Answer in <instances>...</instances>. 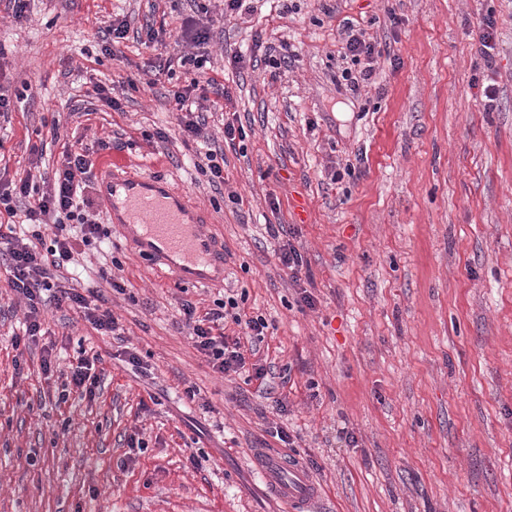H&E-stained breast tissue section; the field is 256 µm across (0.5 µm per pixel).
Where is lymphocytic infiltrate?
<instances>
[{"label":"lymphocytic infiltrate","mask_w":512,"mask_h":512,"mask_svg":"<svg viewBox=\"0 0 512 512\" xmlns=\"http://www.w3.org/2000/svg\"><path fill=\"white\" fill-rule=\"evenodd\" d=\"M342 55L361 67L356 79L349 71L341 73L355 92L360 81L371 80L382 50L365 30L349 26L345 29ZM180 62L190 68L193 77L188 85L169 90V104L177 114L184 140L198 147L195 163L198 173L214 191L220 192L226 184L224 153L212 146L214 137L207 113L192 111L188 102L192 95L210 93L228 103L232 100L231 92L216 78L207 54L187 53L181 56ZM64 156L62 165L43 176L41 183H34L28 176L14 189L0 188V210L7 217L6 229L0 231V265L8 275L9 288L27 307L21 333L12 336L16 344L21 339L33 340L40 335L41 313L49 306L72 307L93 330L103 335L120 328L119 318L112 309L91 305L78 289L60 284L62 269L77 266L83 247L104 235L94 203L86 194L92 177L91 162L84 153L70 146L66 147ZM268 230L271 237L281 240L277 258L293 284L299 286L301 302L307 308H314V296L301 286L304 267L301 252L292 239L284 237L283 225L272 224ZM179 312L194 349L213 372L224 377L248 373L255 379H266L268 370L255 357L269 325L263 316L242 314L233 289H225L221 297L214 299L212 308L202 313L191 300H181ZM230 324L236 327L231 335L225 332Z\"/></svg>","instance_id":"obj_1"}]
</instances>
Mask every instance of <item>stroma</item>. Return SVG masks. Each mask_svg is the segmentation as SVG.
<instances>
[{
    "mask_svg": "<svg viewBox=\"0 0 512 512\" xmlns=\"http://www.w3.org/2000/svg\"><path fill=\"white\" fill-rule=\"evenodd\" d=\"M297 5L258 0L253 13L226 17L222 0L203 13L188 0H32V21L19 27L0 0V84L28 93L0 122V182L27 176L31 147L52 169L75 141L93 164L115 154L164 176L207 211L230 257L223 285L184 293L204 308L221 287L245 293L244 312L270 325L260 357L275 373L269 397L258 381L215 374L180 329L179 281L119 230L110 239L125 294L102 285L93 245L78 285L101 290L120 340L52 307L43 336L12 346L24 309L0 267V512H289L251 460L288 452L266 434L270 423L299 438L296 455L318 486L314 512H512V0ZM489 11L497 30L486 67L468 29ZM191 18L210 29L201 49L247 132L224 146L237 205H213L169 85L113 86L118 111L91 96L144 65L174 67L172 83L185 85L179 47L145 48L135 32H176ZM116 19L132 34L111 56L94 37ZM347 23L384 50L357 92L336 80L349 65L339 55ZM284 44L290 67L266 66ZM57 119L66 141L50 132ZM159 128L169 142L148 143ZM348 163L360 177L333 182ZM272 221L294 234L315 308L299 304L278 263ZM129 347L142 367L125 362ZM82 350L101 356L96 395L57 403L56 372ZM278 398L287 414L274 410ZM136 432L144 451L127 446Z\"/></svg>",
    "mask_w": 512,
    "mask_h": 512,
    "instance_id": "obj_1",
    "label": "stroma"
}]
</instances>
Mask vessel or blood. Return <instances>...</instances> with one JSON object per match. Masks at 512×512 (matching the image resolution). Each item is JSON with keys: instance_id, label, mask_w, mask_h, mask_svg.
Wrapping results in <instances>:
<instances>
[{"instance_id": "b4317fda", "label": "vessel or blood", "mask_w": 512, "mask_h": 512, "mask_svg": "<svg viewBox=\"0 0 512 512\" xmlns=\"http://www.w3.org/2000/svg\"><path fill=\"white\" fill-rule=\"evenodd\" d=\"M97 197L107 222L119 226L145 260L190 286L223 282L224 245L206 232V211L163 178L129 174L115 158L99 168ZM254 462L292 512H310L318 489L299 458L263 450Z\"/></svg>"}]
</instances>
